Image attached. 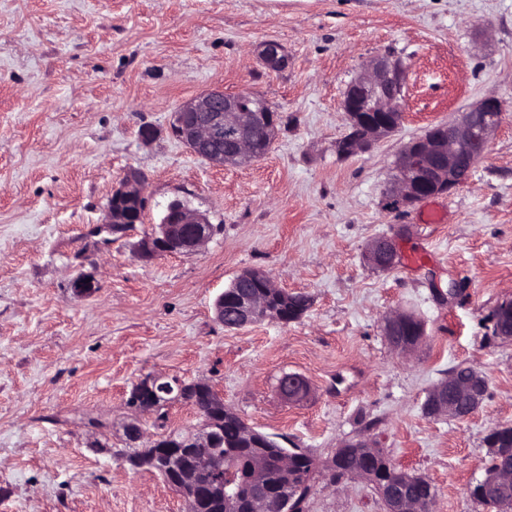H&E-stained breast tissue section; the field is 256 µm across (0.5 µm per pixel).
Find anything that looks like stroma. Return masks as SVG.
<instances>
[{
	"label": "stroma",
	"mask_w": 512,
	"mask_h": 512,
	"mask_svg": "<svg viewBox=\"0 0 512 512\" xmlns=\"http://www.w3.org/2000/svg\"><path fill=\"white\" fill-rule=\"evenodd\" d=\"M266 40L288 52L279 72L255 55ZM384 53L407 66L403 120L338 158L345 87ZM214 87L282 112L265 157L219 168L171 135L176 108ZM486 98L504 116L467 182L387 208L401 147ZM146 124L159 131L148 144ZM130 168L147 177L144 219L102 232ZM175 199L215 235L137 259ZM382 235L400 252L387 272L362 260ZM253 268L309 297L301 319L216 322V296ZM81 273L92 297L73 291ZM510 297L512 0H0V512H185L120 459L129 392L153 373L209 380L251 427L311 450L307 512H385L370 483H328L359 438L428 480L435 512H490L469 488L489 430L512 426V340L487 322ZM396 310L425 326L408 354L381 331ZM461 364L486 376L483 403L462 420L426 415L427 392ZM287 373L307 379L304 400L281 399Z\"/></svg>",
	"instance_id": "35a3bbf8"
}]
</instances>
